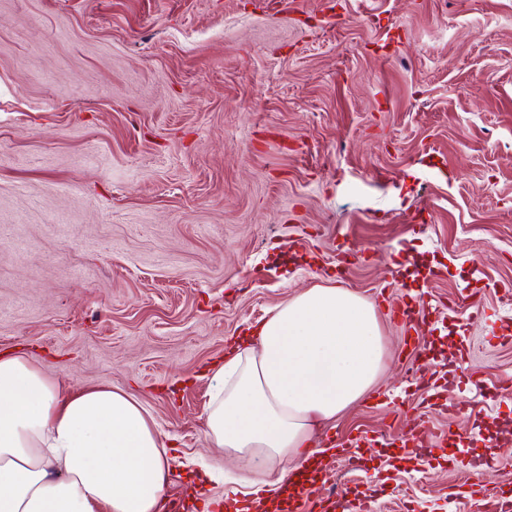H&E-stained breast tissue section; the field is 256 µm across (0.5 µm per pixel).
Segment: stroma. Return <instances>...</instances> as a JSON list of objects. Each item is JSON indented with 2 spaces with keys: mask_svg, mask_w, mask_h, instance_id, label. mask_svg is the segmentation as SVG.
I'll return each instance as SVG.
<instances>
[{
  "mask_svg": "<svg viewBox=\"0 0 512 512\" xmlns=\"http://www.w3.org/2000/svg\"><path fill=\"white\" fill-rule=\"evenodd\" d=\"M336 284L374 304L384 368L312 442L382 445L328 489L479 512L471 473L512 499V0H0V354L135 394L167 499L201 461L226 489L211 362ZM419 413L475 437L423 456Z\"/></svg>",
  "mask_w": 512,
  "mask_h": 512,
  "instance_id": "1",
  "label": "stroma"
}]
</instances>
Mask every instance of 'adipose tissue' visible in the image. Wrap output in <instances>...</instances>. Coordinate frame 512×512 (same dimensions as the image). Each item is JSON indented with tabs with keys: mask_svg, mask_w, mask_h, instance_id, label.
Masks as SVG:
<instances>
[{
	"mask_svg": "<svg viewBox=\"0 0 512 512\" xmlns=\"http://www.w3.org/2000/svg\"><path fill=\"white\" fill-rule=\"evenodd\" d=\"M373 304L336 287L279 305L209 367L208 444L266 477L312 456L316 427L364 396L383 369ZM168 450L141 401L112 386L66 389L23 354L0 355V512H164Z\"/></svg>",
	"mask_w": 512,
	"mask_h": 512,
	"instance_id": "ef3b65f1",
	"label": "adipose tissue"
}]
</instances>
